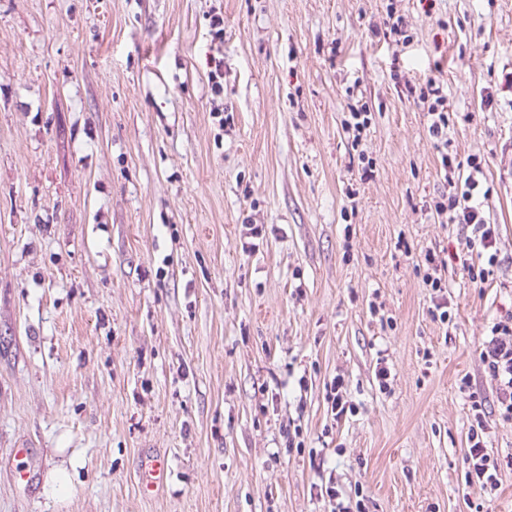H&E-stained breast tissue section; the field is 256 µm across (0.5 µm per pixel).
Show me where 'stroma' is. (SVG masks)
<instances>
[{
  "instance_id": "stroma-1",
  "label": "stroma",
  "mask_w": 512,
  "mask_h": 512,
  "mask_svg": "<svg viewBox=\"0 0 512 512\" xmlns=\"http://www.w3.org/2000/svg\"><path fill=\"white\" fill-rule=\"evenodd\" d=\"M510 72L512 0H0V512H328L325 476L367 512H512V469L465 483L459 389L493 401L481 345L512 310ZM429 76L453 151L486 161L483 282L428 209L445 183L405 84ZM426 247L454 258L447 324ZM359 102L360 100L357 101V104L351 106L350 112H348L343 123V129L348 134V138L352 139L351 146L356 151L361 145L363 132L372 120V112L369 111L365 103L358 105ZM418 257L414 265L415 271L419 275L423 272L422 283L425 288H431L430 300L433 306L429 308V313L433 320L447 323L452 309L451 302L445 296V292L448 293V263L441 257L440 251L432 248L420 250ZM344 378L336 376L330 384V391L327 392L328 404H330V412L334 419L341 420L348 415H354L357 412L356 406L349 401L343 392ZM166 476V466L163 461L155 459L146 462L142 468V486L146 491H153L163 483Z\"/></svg>"
}]
</instances>
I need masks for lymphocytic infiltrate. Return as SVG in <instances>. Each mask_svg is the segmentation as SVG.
<instances>
[{
  "instance_id": "1",
  "label": "lymphocytic infiltrate",
  "mask_w": 512,
  "mask_h": 512,
  "mask_svg": "<svg viewBox=\"0 0 512 512\" xmlns=\"http://www.w3.org/2000/svg\"><path fill=\"white\" fill-rule=\"evenodd\" d=\"M408 93L422 104L428 118V134L439 154L440 170L446 183L434 204L438 218L451 224L463 225L466 230L463 249L476 253L477 262L466 264L472 281H484L499 262L497 243L499 229L487 222L484 203L491 188L486 184L483 159L470 156L464 159L448 150V130L451 125L448 93L442 80L429 78L408 86ZM421 273L424 287L430 288L433 320L448 322L451 303L446 296L448 263L432 248L420 250L414 265ZM485 372L495 383V411H487L479 392L470 388L469 379H462V388L469 391L470 421L468 448L464 462L466 483L485 491L497 490L501 484L502 462L491 455L487 438L493 419L512 420V312L505 314L490 328L480 352Z\"/></svg>"
}]
</instances>
